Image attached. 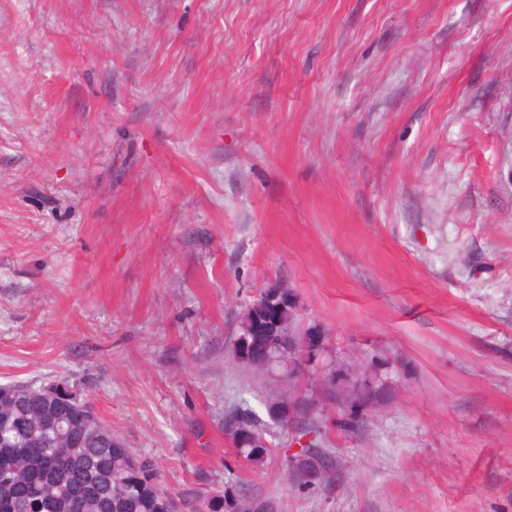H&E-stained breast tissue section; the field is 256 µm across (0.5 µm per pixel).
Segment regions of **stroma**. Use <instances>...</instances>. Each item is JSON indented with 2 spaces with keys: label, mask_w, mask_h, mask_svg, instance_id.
Here are the masks:
<instances>
[{
  "label": "stroma",
  "mask_w": 512,
  "mask_h": 512,
  "mask_svg": "<svg viewBox=\"0 0 512 512\" xmlns=\"http://www.w3.org/2000/svg\"><path fill=\"white\" fill-rule=\"evenodd\" d=\"M273 279L387 380L328 488L224 436L288 392L232 355ZM1 384L193 504L512 512V0H0ZM228 417L243 420L245 427L255 435L259 433L268 435L264 420L251 407L239 405L224 415L225 419ZM239 431V423L236 420H229L224 425V436L231 444V439L236 437ZM235 448L238 460L250 468L263 467L268 458L274 452V448L271 443L266 448H251V446L246 444V441L241 437L235 438ZM217 493H208V497L200 503V512H257L254 509L258 503L271 500L267 497L248 496L241 492L236 483L225 484L224 490Z\"/></svg>",
  "instance_id": "1"
}]
</instances>
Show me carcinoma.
Returning <instances> with one entry per match:
<instances>
[{
  "label": "carcinoma",
  "mask_w": 512,
  "mask_h": 512,
  "mask_svg": "<svg viewBox=\"0 0 512 512\" xmlns=\"http://www.w3.org/2000/svg\"><path fill=\"white\" fill-rule=\"evenodd\" d=\"M276 311L277 346L288 354L291 369L288 396L267 405L280 423L302 436L316 431L308 420L294 421L288 407L320 396L332 406L329 425L342 434L359 428L361 408L378 403L382 387L369 382L336 360L323 368L321 378L303 374L304 367L292 351L306 344L318 355L327 354L321 336L310 335L299 321L296 306ZM225 417L244 422L253 434L267 432L258 413L239 405ZM236 456L250 468H261L274 448H253L235 438ZM311 459L321 470L336 474L338 457L315 440L301 453L285 455L284 469L291 474L301 460ZM174 494L163 482L156 460L135 455L93 415L87 403L52 388L3 386L0 397V512H172ZM260 496L246 495L235 483L200 503V512H255Z\"/></svg>",
  "instance_id": "cac0c4a2"
}]
</instances>
